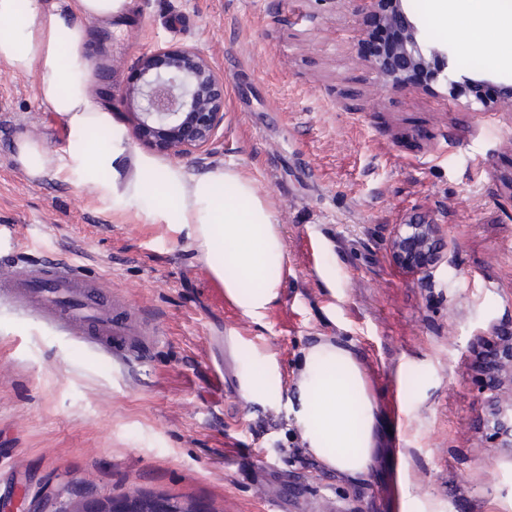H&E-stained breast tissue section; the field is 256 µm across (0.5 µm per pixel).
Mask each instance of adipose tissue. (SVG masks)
Wrapping results in <instances>:
<instances>
[{
  "instance_id": "obj_1",
  "label": "adipose tissue",
  "mask_w": 512,
  "mask_h": 512,
  "mask_svg": "<svg viewBox=\"0 0 512 512\" xmlns=\"http://www.w3.org/2000/svg\"><path fill=\"white\" fill-rule=\"evenodd\" d=\"M434 17L476 9L468 41L482 43L493 26L512 30V7L505 0H427ZM133 0H0V62L17 73L36 72L37 96L69 130L71 166L87 184L96 183L99 168L111 167L126 148L112 132V109L92 102L85 87L95 78L88 51L95 28L123 19ZM108 130L100 148L86 134ZM135 181L118 189L117 200L151 196L153 212L165 223L191 229L214 275L231 303L259 319L274 302L283 282L285 259L279 229L251 182L231 169L217 170L182 183L178 197L156 188L153 165L138 160ZM295 412L302 439L329 467L354 476L368 474L376 446L380 414L353 350L318 342L306 352Z\"/></svg>"
}]
</instances>
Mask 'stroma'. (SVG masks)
I'll list each match as a JSON object with an SVG mask.
<instances>
[{"label": "stroma", "mask_w": 512, "mask_h": 512, "mask_svg": "<svg viewBox=\"0 0 512 512\" xmlns=\"http://www.w3.org/2000/svg\"><path fill=\"white\" fill-rule=\"evenodd\" d=\"M422 38L477 53L486 71L512 42L467 41L470 15L441 29L402 0ZM379 0H134L98 26L104 59L86 87L111 105L127 152L196 178L231 167L279 225L288 273L262 320L224 297L192 235L116 206L69 165V132L36 96L37 75L0 63V257L32 244L103 274L146 316L153 339L115 361L0 301V476L42 499L156 488L224 512H512V455L492 429L480 342L512 336V105L472 112L434 82L382 96L363 44ZM194 46L224 78V124L208 154L174 159L139 144L117 100L137 62ZM27 137L55 154L38 178L15 160ZM440 225L454 243L428 277L398 267L402 224ZM317 250L308 253L304 236ZM354 349L380 413L368 475L289 466L302 438L289 406L306 349ZM273 360L282 399L245 398L244 366ZM402 381L391 395L392 380Z\"/></svg>", "instance_id": "1"}]
</instances>
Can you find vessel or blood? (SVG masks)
<instances>
[{"label":"vessel or blood","mask_w":512,"mask_h":512,"mask_svg":"<svg viewBox=\"0 0 512 512\" xmlns=\"http://www.w3.org/2000/svg\"><path fill=\"white\" fill-rule=\"evenodd\" d=\"M101 275L58 257L48 263L0 262V300L36 322L121 358L135 353L130 335L137 310L112 296H101Z\"/></svg>","instance_id":"obj_1"}]
</instances>
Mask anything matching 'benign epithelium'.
I'll return each mask as SVG.
<instances>
[{"instance_id":"7a95c632","label":"benign epithelium","mask_w":512,"mask_h":512,"mask_svg":"<svg viewBox=\"0 0 512 512\" xmlns=\"http://www.w3.org/2000/svg\"><path fill=\"white\" fill-rule=\"evenodd\" d=\"M392 20L410 28L399 51L388 58L371 57L370 67L384 91L411 86L416 68L431 71L432 79L453 100L465 87L492 83L475 79L455 66L452 49L444 43H428L419 34L395 0ZM139 80L119 94L129 107L135 139L164 149L176 158L200 155L216 138L224 123V80L204 55L188 46L162 48L138 63ZM498 102L512 105V85L501 86L495 98L480 94L465 102L476 112H490ZM452 247L436 224H401L390 241L397 266L429 277L437 269L441 254ZM502 447L512 446V402L497 409Z\"/></svg>"}]
</instances>
